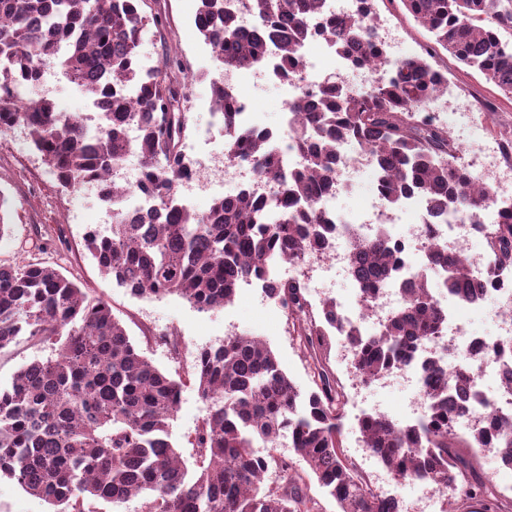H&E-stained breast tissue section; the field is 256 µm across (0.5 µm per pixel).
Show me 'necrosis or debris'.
I'll use <instances>...</instances> for the list:
<instances>
[{"label":"necrosis or debris","instance_id":"necrosis-or-debris-1","mask_svg":"<svg viewBox=\"0 0 512 512\" xmlns=\"http://www.w3.org/2000/svg\"><path fill=\"white\" fill-rule=\"evenodd\" d=\"M302 65L296 79L283 78L278 70L276 52H269L267 64L247 70L225 74L224 81L231 89H238L242 82H258L264 79L282 84L286 89L282 101L285 122L279 128L276 141L290 143L296 127V117L291 103L303 94L314 91L325 82L349 84L359 79L362 86H370L375 73L371 69L354 64L348 55L342 54L323 64L320 55L303 51ZM182 160L189 172L188 178L179 184L184 194L203 195L223 190L231 197L241 191L266 194L271 190L267 180L259 178L250 164L213 152L201 155L193 145H185ZM470 167L481 179L498 188L505 201H512V159L506 158L501 148H494L491 154L471 159ZM377 181L378 165L369 150L359 143L345 141L337 149L336 189L345 191L348 185L360 180ZM419 214L420 219L408 223L409 213ZM500 220L499 210H487L477 220L469 221L447 213L442 216L430 214L427 208L416 206H391L380 196L373 194L366 209L352 213L349 220L338 222L336 226V245L324 257L307 259L306 265L313 272L306 279L309 288L317 287L320 278L334 275L351 279L349 265V247L345 237L347 224H354L364 235H371L379 224L400 228V236L410 251H417L427 232H435L449 255L463 258L469 266L479 271L492 269L491 256L487 250L485 233L489 226ZM497 306L495 328L492 334L478 336L473 334L453 311L458 306L456 297L440 292L438 304L448 313L447 323L442 325L437 336L430 338L417 349L415 357L400 362L388 375L389 380L403 386L408 394L407 420L416 422L426 406L424 400V376L420 367V356H436L441 359L462 360L478 363L480 378L478 388L481 394L492 403L494 410L501 416L512 417V396L502 391V375L505 369H512V272L498 271L487 290ZM406 297L400 289L387 286L381 288L371 306H363L360 292L345 294L337 302V308L343 316L360 317L366 334H375L381 324L393 311L405 304Z\"/></svg>","mask_w":512,"mask_h":512}]
</instances>
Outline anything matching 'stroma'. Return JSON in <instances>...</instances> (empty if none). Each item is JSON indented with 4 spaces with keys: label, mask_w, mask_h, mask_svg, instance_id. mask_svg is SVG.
Wrapping results in <instances>:
<instances>
[{
    "label": "stroma",
    "mask_w": 512,
    "mask_h": 512,
    "mask_svg": "<svg viewBox=\"0 0 512 512\" xmlns=\"http://www.w3.org/2000/svg\"><path fill=\"white\" fill-rule=\"evenodd\" d=\"M159 3L166 11L167 23L164 28L150 30L139 54L154 60L167 53L175 55L189 71L198 73L199 79L190 90L189 121L196 129L211 124L210 79L222 66L194 25L199 0ZM376 12L385 27L397 32L405 54H422L432 42V35L414 21L401 0H376ZM433 64L445 71L449 86L459 93L461 101L491 106L490 137L512 132V98L505 97L483 75L459 63L447 51H440ZM240 91L253 100L262 126L280 128L282 89L278 84H244ZM45 169L34 147L17 150L11 134L0 135V192L10 201L5 220L11 226L9 241L0 244L1 265L41 262L60 270L90 295L103 299L134 343L169 375L187 374L200 348L219 345L226 334L240 333L266 341L300 390L312 387L310 358L289 331L281 305L270 299L259 283H241L232 303L205 312L174 295L132 296L104 275L84 248L88 226L106 216L105 203L98 198L87 200L76 190H63L56 180L40 179ZM159 334L173 335L179 356H172L168 347L156 343ZM51 352L50 345L17 337L15 344L0 351V385L10 383L26 363L47 358ZM205 413L206 405L196 387L184 386L170 430L171 440L186 462L194 460L190 440Z\"/></svg>",
    "instance_id": "obj_1"
}]
</instances>
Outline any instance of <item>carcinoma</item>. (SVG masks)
<instances>
[{
	"mask_svg": "<svg viewBox=\"0 0 512 512\" xmlns=\"http://www.w3.org/2000/svg\"><path fill=\"white\" fill-rule=\"evenodd\" d=\"M144 2L0 0V133L12 123L27 128L65 190L109 172L133 150L153 208L146 218L118 209L105 232L85 234L100 270L135 296L176 295L200 311L232 302L243 281H261L313 360L314 388L299 390L264 340L241 334L200 349L191 374L174 378L144 355L104 300L59 270L32 262L0 265V350L23 335L53 351L0 386V478L42 499L51 512H98L101 502L119 507L138 495L146 499V512H314L306 481L276 453L286 437L338 512H397L395 504L369 492L368 480L345 454V386L325 350L331 337H344L354 374L376 382L446 320L436 289L475 300L488 280L475 278L433 237L406 278V250L387 228L367 238L352 236L350 266L358 287L372 297L393 281L406 294V305L370 338L340 316L331 299L313 307L300 278H270L267 270L307 254L324 255L336 243V221L321 201L336 195L342 140L375 155L379 191L389 205L417 199L431 211L467 218L497 205L495 189L458 162L448 128L419 114L433 93L447 90L448 79L429 62L439 47L512 98V0H401L434 37L426 56L403 59L361 93L329 83L293 101L299 116L293 149L303 159L296 168L284 164L269 131L240 125L232 91L211 82L225 154L250 162L273 183L276 202L242 192L215 198L205 215L177 195L178 182L188 176L182 147L193 133L185 105L187 70L169 54L151 75L138 65L144 34L164 24L161 13L143 11ZM322 2L249 0L258 27L246 32L226 0H199L197 29L226 71L262 64L269 36L284 76L297 74L306 43L316 37L352 52L355 64L378 68L386 46L374 28L376 0H357L355 12L341 19L321 14ZM57 61L71 82L101 100L99 127H85L77 114L62 124L51 99L26 101L11 93ZM128 87L136 91L133 101L122 93ZM136 123L140 136L130 144L127 128ZM501 217L486 244L496 268L512 269V207ZM423 368V418L408 424L366 414L358 422L365 446L402 480L426 479L451 491L450 512H461L471 500L496 498L460 449L487 448L500 463L512 464V419L480 398L468 367L446 369L429 358ZM190 382L207 406L191 440L193 470L169 431ZM457 391L484 411L480 426L465 434L448 429L449 396ZM271 470L278 479L268 484Z\"/></svg>",
	"mask_w": 512,
	"mask_h": 512,
	"instance_id": "carcinoma-1",
	"label": "carcinoma"
}]
</instances>
